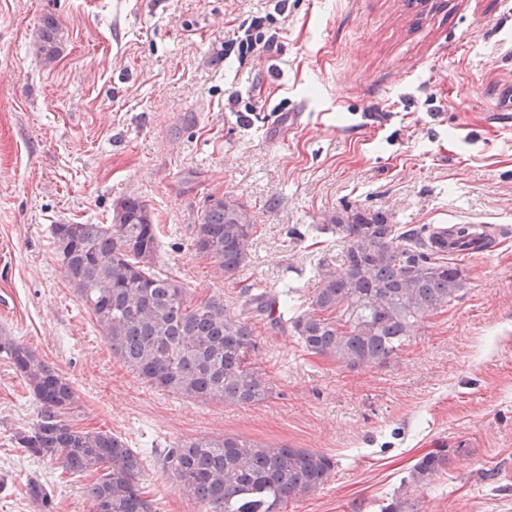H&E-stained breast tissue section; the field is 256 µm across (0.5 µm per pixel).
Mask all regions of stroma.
Listing matches in <instances>:
<instances>
[{
  "mask_svg": "<svg viewBox=\"0 0 512 512\" xmlns=\"http://www.w3.org/2000/svg\"><path fill=\"white\" fill-rule=\"evenodd\" d=\"M276 0H0V331L66 377L74 422L143 457L156 512H200L158 462L190 438L238 435L332 456L324 486L287 512H380L418 459L450 462L417 512H512V0H285L271 50L241 64L224 37ZM64 32L56 62L33 45ZM306 109L301 123L292 112ZM245 202L250 263L224 278L195 251L208 195ZM144 201L156 270L187 303L288 285L341 245L322 226L345 207L409 228L487 224L482 256L455 255L465 286L387 366L347 370L256 324L262 404H201L144 384L64 278L52 227L106 224ZM40 410L0 357V512H91V479L22 453ZM62 38V29L57 22L53 18L46 17L35 46L36 53L46 61H53L59 54L57 49Z\"/></svg>",
  "mask_w": 512,
  "mask_h": 512,
  "instance_id": "1",
  "label": "stroma"
}]
</instances>
